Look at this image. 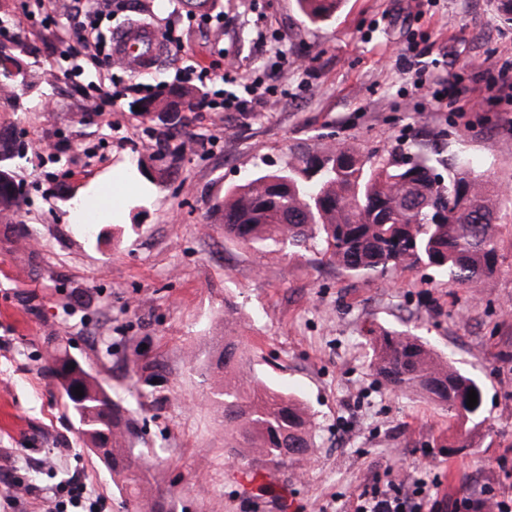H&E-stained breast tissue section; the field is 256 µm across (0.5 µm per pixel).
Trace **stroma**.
Listing matches in <instances>:
<instances>
[{
	"instance_id": "1",
	"label": "stroma",
	"mask_w": 512,
	"mask_h": 512,
	"mask_svg": "<svg viewBox=\"0 0 512 512\" xmlns=\"http://www.w3.org/2000/svg\"><path fill=\"white\" fill-rule=\"evenodd\" d=\"M24 2L0 0V29L29 46L38 82L18 97L0 81V134L27 150L4 163L25 200L0 208V512H47L76 478L101 512H126L47 371L54 353L131 409L154 455L141 502L161 512H354L363 490L410 484L423 461L435 497L512 496V104L497 100L512 22L497 0H342L317 23L296 0H217L210 23L181 0H100L104 41L137 20L181 40L162 42L151 70L108 51L76 77L59 37L80 21L69 0H53L50 21ZM262 35L273 51H258ZM214 60L241 84L285 75L264 103L196 110L175 131L134 111L172 84L205 97L192 69ZM106 74L122 98L100 112L93 87ZM339 142L364 157L426 156L441 173L470 161L508 200L496 272L471 293L423 266L369 282L317 253L259 259L225 239L228 190ZM116 181L122 198L81 223L68 194L91 201ZM385 330L410 331L475 378L481 416L452 421L420 393L390 392L372 366ZM227 335L242 337L248 374L309 408L304 458L275 469L225 448L212 389Z\"/></svg>"
}]
</instances>
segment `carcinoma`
<instances>
[{
  "label": "carcinoma",
  "instance_id": "1",
  "mask_svg": "<svg viewBox=\"0 0 512 512\" xmlns=\"http://www.w3.org/2000/svg\"><path fill=\"white\" fill-rule=\"evenodd\" d=\"M312 22L336 14L338 0H297ZM22 68L19 54L0 40V75ZM196 93L171 87L162 98L136 102L141 111L170 112L176 104L192 109ZM301 174L257 175L235 186L224 210V237L262 258L302 256L315 249L342 270L377 279L395 269L426 265L450 288L474 291L497 268L496 226L500 194L466 161L448 171V181L429 160L362 158L345 145L302 160ZM20 183L0 184V206L23 200ZM374 370L393 391H416L448 409L450 418H477L482 390L471 376L439 361L422 342L403 332L376 338ZM242 344L224 337L220 369L224 384L214 396L224 405V447L252 449L274 467L304 457L313 446V420L293 395L240 375ZM48 372L60 383L68 409L91 445L105 437L102 453L112 462L113 481L136 505L142 497L141 456L125 437L130 419L106 390L75 360L56 355ZM83 389L72 396L69 387ZM477 405L467 407L469 390Z\"/></svg>",
  "mask_w": 512,
  "mask_h": 512
}]
</instances>
